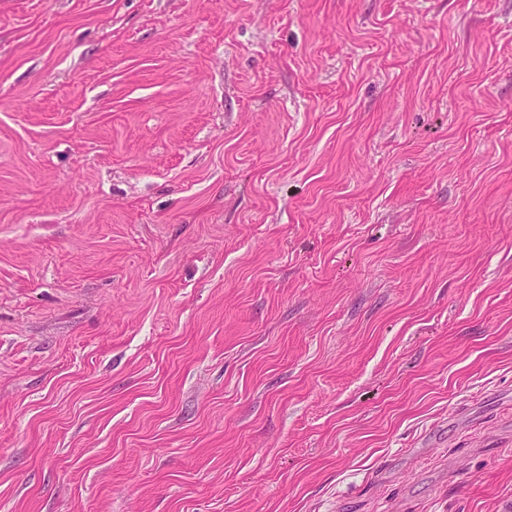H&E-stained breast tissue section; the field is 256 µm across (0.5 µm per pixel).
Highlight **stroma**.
Returning a JSON list of instances; mask_svg holds the SVG:
<instances>
[{
	"mask_svg": "<svg viewBox=\"0 0 512 512\" xmlns=\"http://www.w3.org/2000/svg\"><path fill=\"white\" fill-rule=\"evenodd\" d=\"M512 505V0H0V512Z\"/></svg>",
	"mask_w": 512,
	"mask_h": 512,
	"instance_id": "35a3bbf8",
	"label": "stroma"
}]
</instances>
